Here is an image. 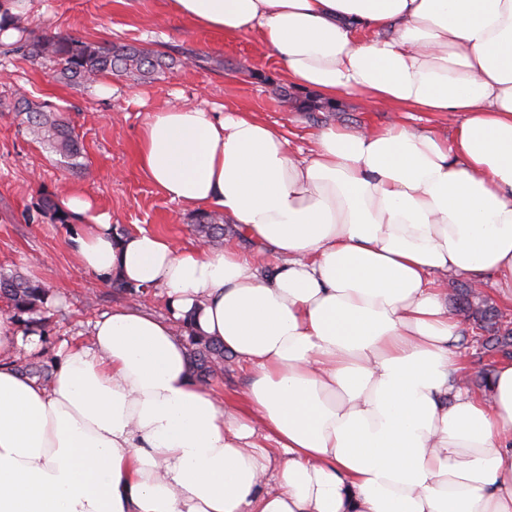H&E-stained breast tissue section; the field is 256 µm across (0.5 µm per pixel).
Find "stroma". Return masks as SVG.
I'll use <instances>...</instances> for the list:
<instances>
[{"mask_svg": "<svg viewBox=\"0 0 512 512\" xmlns=\"http://www.w3.org/2000/svg\"><path fill=\"white\" fill-rule=\"evenodd\" d=\"M24 25L36 35L146 45L176 63L150 83L108 77L114 93L101 97L92 85L73 87L57 80L50 64L0 56V273L23 272L47 282L52 291L34 316L38 346L10 357L14 367L35 363L55 372L61 345L88 343L89 322L115 307L136 301L157 317L169 318L161 292L135 299L80 270L68 226L42 208L43 198L78 189L111 214L119 231L146 229L178 247L198 245L195 213L171 202L140 168L138 137L152 110L204 100L223 111L254 112L283 125L295 147L329 124L374 128L392 118L355 95L339 98L334 107L307 111L306 91L285 80L277 59L263 55L253 38H227L193 27L172 11L169 0H27ZM187 49L224 65L182 67L177 60ZM21 89L31 101L68 118L84 145L80 166L60 164L26 132L25 113L6 111Z\"/></svg>", "mask_w": 512, "mask_h": 512, "instance_id": "35a3bbf8", "label": "stroma"}]
</instances>
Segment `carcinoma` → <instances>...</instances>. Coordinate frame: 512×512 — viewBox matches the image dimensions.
<instances>
[{
    "mask_svg": "<svg viewBox=\"0 0 512 512\" xmlns=\"http://www.w3.org/2000/svg\"><path fill=\"white\" fill-rule=\"evenodd\" d=\"M0 55H17L32 62L49 61L58 66L57 76L71 86H81L95 81L104 74L117 78L135 76L140 80L154 78L167 66L166 54L146 47L130 44H101L82 41L69 36H45L31 39L19 37L11 43L0 45ZM18 107L27 114L28 132L55 154L68 161L82 157V146L61 113L22 97ZM194 231L204 241L215 243L224 239V217L204 213L194 224ZM49 288L40 281L30 280L19 274L0 273V297L7 298L19 313L39 310L48 300ZM455 306L472 316L479 323H490L498 318L497 309L480 299L473 287L465 286L455 298ZM190 366L196 379L208 384L210 378L224 369V346L201 336L189 321L185 326ZM491 354H512V329L496 330L485 342Z\"/></svg>",
    "mask_w": 512,
    "mask_h": 512,
    "instance_id": "cac0c4a2",
    "label": "carcinoma"
}]
</instances>
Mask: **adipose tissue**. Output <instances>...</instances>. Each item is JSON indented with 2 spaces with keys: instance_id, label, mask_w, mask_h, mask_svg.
<instances>
[{
  "instance_id": "adipose-tissue-1",
  "label": "adipose tissue",
  "mask_w": 512,
  "mask_h": 512,
  "mask_svg": "<svg viewBox=\"0 0 512 512\" xmlns=\"http://www.w3.org/2000/svg\"><path fill=\"white\" fill-rule=\"evenodd\" d=\"M254 38L293 84L399 113L330 125L291 151L277 124L194 104L154 110L145 177L279 258L117 237L60 197L81 270L164 289L66 345L50 386L0 365V512H512V361L489 393L440 275L512 302V0H170ZM253 373L240 405L201 388L174 321Z\"/></svg>"
}]
</instances>
